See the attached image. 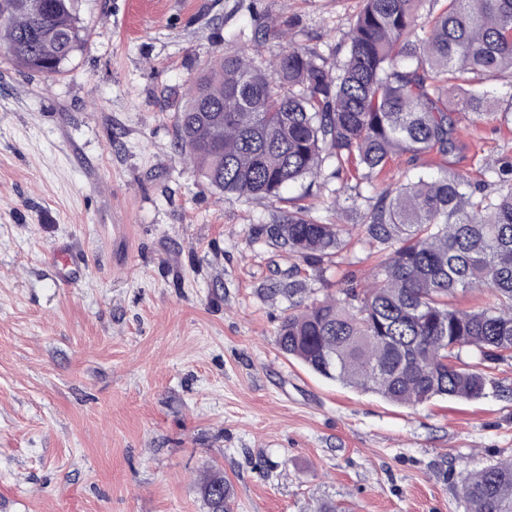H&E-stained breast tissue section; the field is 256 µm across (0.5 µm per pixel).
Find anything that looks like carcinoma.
Instances as JSON below:
<instances>
[{
    "instance_id": "cac0c4a2",
    "label": "carcinoma",
    "mask_w": 512,
    "mask_h": 512,
    "mask_svg": "<svg viewBox=\"0 0 512 512\" xmlns=\"http://www.w3.org/2000/svg\"><path fill=\"white\" fill-rule=\"evenodd\" d=\"M0 48L18 67L50 79L80 49L77 0H0ZM363 0L332 66L258 17L248 41H281L266 61L241 48L207 56L175 112L177 150L213 188L282 203L253 233L304 263L331 261L355 238L375 254L372 279L341 282L308 300L298 266L268 291L288 299L278 346L312 372L401 406L486 394L485 362L512 358V156L483 158L466 173L407 168L361 209L362 183L412 152L455 148L448 112L493 119L480 87L512 75V0ZM325 188L353 224L312 215L283 190ZM479 292L481 306L457 304ZM476 364L462 362L463 350ZM208 512H229L232 486L215 468L199 484ZM473 512H512V460L461 476Z\"/></svg>"
}]
</instances>
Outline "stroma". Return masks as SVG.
Wrapping results in <instances>:
<instances>
[{
  "label": "stroma",
  "mask_w": 512,
  "mask_h": 512,
  "mask_svg": "<svg viewBox=\"0 0 512 512\" xmlns=\"http://www.w3.org/2000/svg\"><path fill=\"white\" fill-rule=\"evenodd\" d=\"M360 2L79 0L60 75L0 54V512H207L216 466L232 512H471L461 474L512 458L510 358L481 400L407 407L284 356L288 301L265 289L291 261L251 236L275 202L220 193L175 150L203 57L260 16L338 59ZM459 125L418 169L512 155V122ZM373 266L356 244L302 273L320 299ZM54 258L60 267L61 278L66 286L72 287L82 279L84 267L80 264L77 256L59 250L55 253ZM199 494L208 512H229V502L232 497V486L224 478L220 468H214L199 484Z\"/></svg>",
  "instance_id": "stroma-1"
}]
</instances>
